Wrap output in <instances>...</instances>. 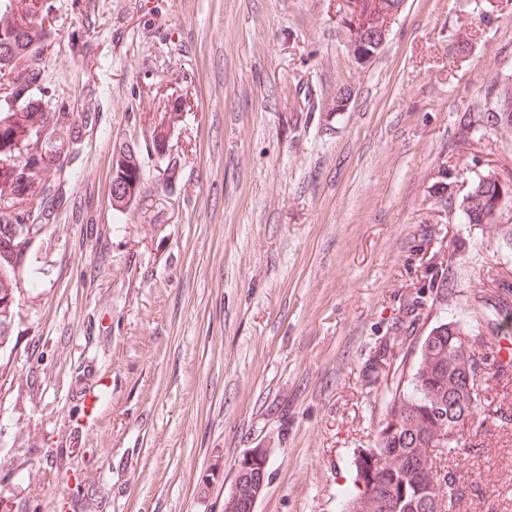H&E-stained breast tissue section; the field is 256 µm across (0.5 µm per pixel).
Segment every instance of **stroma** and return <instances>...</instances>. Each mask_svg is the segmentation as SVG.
I'll return each mask as SVG.
<instances>
[{
    "mask_svg": "<svg viewBox=\"0 0 512 512\" xmlns=\"http://www.w3.org/2000/svg\"><path fill=\"white\" fill-rule=\"evenodd\" d=\"M48 2L28 93L48 124L98 120L11 201L66 179L0 355V512H222L249 448L271 451L256 512H342L385 415L379 347L474 320L487 269L512 270L459 207L463 183L512 171V139L461 146L512 70V0H405L365 63L344 0ZM174 106L156 152L145 114ZM123 143L144 179L119 212ZM443 269L455 290L410 322ZM469 431L448 465L473 474L461 512H512V423Z\"/></svg>",
    "mask_w": 512,
    "mask_h": 512,
    "instance_id": "obj_1",
    "label": "stroma"
}]
</instances>
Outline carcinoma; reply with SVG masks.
<instances>
[{"instance_id": "obj_1", "label": "carcinoma", "mask_w": 512, "mask_h": 512, "mask_svg": "<svg viewBox=\"0 0 512 512\" xmlns=\"http://www.w3.org/2000/svg\"><path fill=\"white\" fill-rule=\"evenodd\" d=\"M392 0L373 3L367 19V30L381 27L387 20ZM47 0H0V71L12 70L17 61L34 48L48 47L49 30L38 21L49 16ZM40 78L38 69L27 66L16 72L10 95L20 99ZM486 95L492 97L463 120L465 136L481 141L486 135L512 134V85L498 86L493 81ZM41 102L28 99L20 109L0 104V186L13 197L31 194V182L23 181L20 165L13 156L24 151L32 158L37 151L33 139L34 126L44 121ZM175 120L163 112L154 120L153 147L165 151L168 127ZM487 172L471 182L460 207L466 224H494L502 244L512 250V224L489 218L497 194V184ZM143 168L139 153L127 148L113 158L112 184L121 189L116 202L121 210L140 194ZM63 202V193L53 188L42 198L41 212L31 224H18L8 209L0 211V354L14 349V285L22 273L30 243L43 234L53 210ZM495 278L496 288L474 298L479 320L494 345L495 355L506 350L512 355V275L498 270L488 272ZM469 325L460 319H444L432 327L418 349L415 359L405 368L396 365L392 386L383 399L385 418L374 446L354 455L352 466L358 492L347 505V512H452L461 498L459 483L448 486V478L431 479L439 462L428 452L440 448L448 458L471 451L465 424L455 416L442 419L436 413L449 400H460L480 417L486 428L502 427L512 414V398L490 397L485 392L473 394L462 388L459 360L472 351Z\"/></svg>"}]
</instances>
